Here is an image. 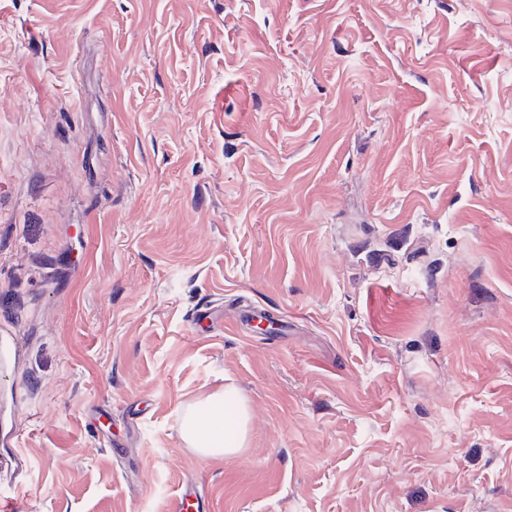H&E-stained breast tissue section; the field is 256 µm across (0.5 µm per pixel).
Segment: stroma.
Wrapping results in <instances>:
<instances>
[{
    "instance_id": "stroma-1",
    "label": "stroma",
    "mask_w": 512,
    "mask_h": 512,
    "mask_svg": "<svg viewBox=\"0 0 512 512\" xmlns=\"http://www.w3.org/2000/svg\"><path fill=\"white\" fill-rule=\"evenodd\" d=\"M8 340L21 512H512V0H0ZM250 420L247 399L225 384L224 392L208 396L185 416L180 437L200 458H232L247 446ZM204 503L194 485H186L171 499L170 512H204Z\"/></svg>"
}]
</instances>
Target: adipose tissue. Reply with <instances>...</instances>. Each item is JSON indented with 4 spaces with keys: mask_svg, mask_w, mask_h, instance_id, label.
Wrapping results in <instances>:
<instances>
[{
    "mask_svg": "<svg viewBox=\"0 0 512 512\" xmlns=\"http://www.w3.org/2000/svg\"><path fill=\"white\" fill-rule=\"evenodd\" d=\"M250 420L247 399L228 384L185 416L180 437L200 458H232L247 446Z\"/></svg>",
    "mask_w": 512,
    "mask_h": 512,
    "instance_id": "adipose-tissue-1",
    "label": "adipose tissue"
}]
</instances>
